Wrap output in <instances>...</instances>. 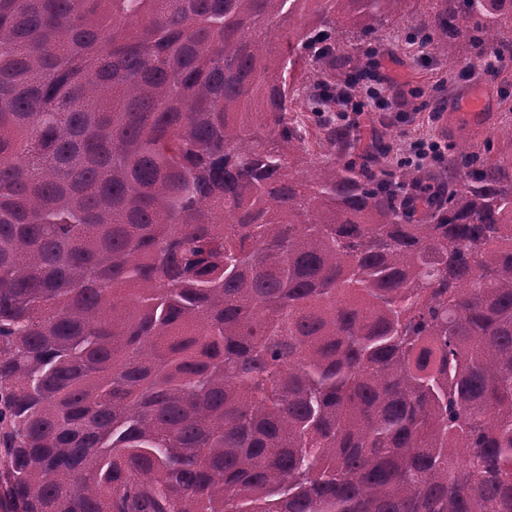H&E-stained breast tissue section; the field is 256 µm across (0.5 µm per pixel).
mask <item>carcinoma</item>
<instances>
[{
  "label": "carcinoma",
  "mask_w": 512,
  "mask_h": 512,
  "mask_svg": "<svg viewBox=\"0 0 512 512\" xmlns=\"http://www.w3.org/2000/svg\"><path fill=\"white\" fill-rule=\"evenodd\" d=\"M399 22L512 63V0H0L13 512H512V168L292 108Z\"/></svg>",
  "instance_id": "carcinoma-1"
}]
</instances>
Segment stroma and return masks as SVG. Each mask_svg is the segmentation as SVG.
Instances as JSON below:
<instances>
[{
  "label": "stroma",
  "mask_w": 512,
  "mask_h": 512,
  "mask_svg": "<svg viewBox=\"0 0 512 512\" xmlns=\"http://www.w3.org/2000/svg\"><path fill=\"white\" fill-rule=\"evenodd\" d=\"M373 80L383 81L389 97L397 102L391 112H363L362 128L352 161H360L367 145L379 141L388 151L389 161L399 159L409 139L435 134L443 144L460 142L482 150L489 160L512 162V137L498 134L502 122L512 121V71L506 79L490 80L482 73L468 72L466 65L446 63L417 53L409 47L402 28L380 31ZM440 83L450 85L445 110L432 119L422 106L430 89ZM485 89L489 104L484 111L467 107L471 95Z\"/></svg>",
  "instance_id": "1"
}]
</instances>
